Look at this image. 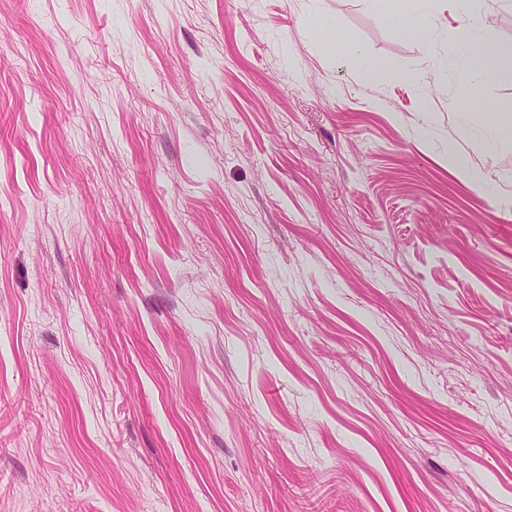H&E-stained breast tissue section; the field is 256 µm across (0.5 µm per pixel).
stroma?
Segmentation results:
<instances>
[{
    "mask_svg": "<svg viewBox=\"0 0 512 512\" xmlns=\"http://www.w3.org/2000/svg\"><path fill=\"white\" fill-rule=\"evenodd\" d=\"M469 10L0 0V512H512ZM448 163L450 167L457 171L471 185L481 188L491 186L487 172L482 168L468 164L464 157L456 154V156L448 160Z\"/></svg>",
    "mask_w": 512,
    "mask_h": 512,
    "instance_id": "stroma-1",
    "label": "stroma"
}]
</instances>
